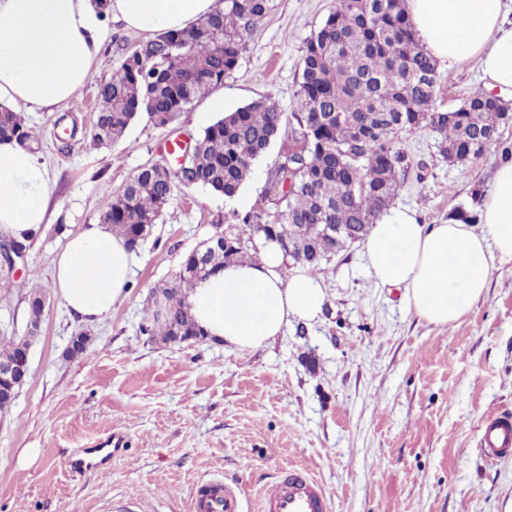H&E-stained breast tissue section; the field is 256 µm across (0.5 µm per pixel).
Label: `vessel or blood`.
<instances>
[{"mask_svg":"<svg viewBox=\"0 0 512 512\" xmlns=\"http://www.w3.org/2000/svg\"><path fill=\"white\" fill-rule=\"evenodd\" d=\"M480 445L492 462L512 452V418L489 416L481 426ZM262 502L263 512H329V501L316 481L293 468L265 487ZM193 512H243L241 492L219 480L199 485Z\"/></svg>","mask_w":512,"mask_h":512,"instance_id":"1","label":"vessel or blood"}]
</instances>
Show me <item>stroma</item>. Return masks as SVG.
<instances>
[{"label":"stroma","mask_w":512,"mask_h":512,"mask_svg":"<svg viewBox=\"0 0 512 512\" xmlns=\"http://www.w3.org/2000/svg\"><path fill=\"white\" fill-rule=\"evenodd\" d=\"M336 0H273L223 85L181 112L173 126L138 115L124 137L90 146L98 87L150 35L106 19L95 71L82 92L53 111L27 112L50 173V225L33 238L12 285L0 288V342L28 318L29 270L52 282L66 236L100 221L107 194L139 169L161 162L174 133L198 135L227 111L272 97L287 137L297 136L300 58ZM435 106L458 108L481 88L476 61L440 69ZM409 168L393 199L420 223L441 224L474 210V187L489 188L500 155L489 148L448 163L437 136L403 134ZM282 141L254 163L235 198L177 188L152 235L137 250L127 297L101 322L85 325L51 296L29 376L0 412V512H192L203 481L242 488L244 512H260L261 491L283 468L307 469L331 512H512V454L480 452L487 415L512 416V263L491 270L484 295L450 327L408 311L397 289L368 277L362 244L323 264L321 319L291 323L252 352L210 340L169 345L143 336L153 287L172 282L185 257L232 213L268 208L264 187ZM65 225L56 234L55 225ZM84 352L68 359L72 336ZM119 439L123 449L100 469L72 471L80 449ZM38 449L23 463L24 449Z\"/></svg>","instance_id":"1"}]
</instances>
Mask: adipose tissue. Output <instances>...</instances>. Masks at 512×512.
Listing matches in <instances>:
<instances>
[{"label":"adipose tissue","mask_w":512,"mask_h":512,"mask_svg":"<svg viewBox=\"0 0 512 512\" xmlns=\"http://www.w3.org/2000/svg\"><path fill=\"white\" fill-rule=\"evenodd\" d=\"M218 0H109L127 27L179 31L217 10ZM426 52L445 68L478 61L484 89L512 91V0H407ZM91 0H0V103L51 110L90 78L100 52ZM49 175L16 142L0 141V233L24 241L47 222ZM372 280L402 292L408 310L437 326L463 316L483 295L490 271L512 263V159L500 160L479 204V221L419 223L389 207L364 243ZM135 256L106 224L72 236L53 260V287L71 313L93 323L127 294ZM206 338L235 352L257 350L291 322H315L326 293L281 246L256 237L254 257L231 262L188 294Z\"/></svg>","instance_id":"ef3b65f1"}]
</instances>
